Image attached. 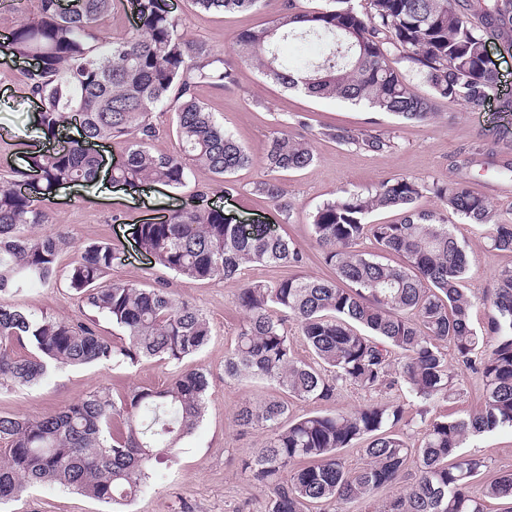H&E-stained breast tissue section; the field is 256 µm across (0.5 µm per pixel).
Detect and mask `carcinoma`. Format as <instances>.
Instances as JSON below:
<instances>
[{"instance_id": "cac0c4a2", "label": "carcinoma", "mask_w": 512, "mask_h": 512, "mask_svg": "<svg viewBox=\"0 0 512 512\" xmlns=\"http://www.w3.org/2000/svg\"><path fill=\"white\" fill-rule=\"evenodd\" d=\"M204 12H244L267 0H193ZM278 0L274 18L244 29L235 54L264 78L315 98L364 103L405 121L428 123L439 103L479 110L496 90L485 60L490 35L512 46V0ZM115 0H37L0 44V53L32 63L25 83L40 106L35 131L45 136L75 127L80 138L54 151L23 152L21 164L0 178V388L38 384L62 366L136 364L159 358L180 364L209 341L207 316L173 296L165 284L142 288L108 279L115 259L108 243L86 249L67 271L68 288L96 316L122 332L121 341L95 326L40 316L13 303L27 286L56 282L66 237L50 227L45 202L60 187L91 183L102 159L89 145L121 139L124 152L111 179L129 188L156 184L177 191L197 171L220 179V193H241L235 172L252 154L220 125L195 90L226 87L233 67L214 47L188 37L171 0H131L138 26L100 36L97 22ZM477 21H472V18ZM320 46L300 67L288 63L290 41ZM427 87L418 93L406 72ZM179 152L153 149L152 112L170 102ZM320 135L371 152L393 147L383 133L325 128ZM266 178L251 194L267 200L282 220L292 203L279 174L314 161L311 140L286 132L265 144ZM426 193L441 203L421 209ZM394 209L399 219L369 224L374 211ZM486 228L488 248L512 253V220L462 180L446 185L393 175L366 192L343 190L311 214L313 240L335 277L302 275L303 253L262 226L224 219V208L198 200L172 209L157 223L137 225L140 249L154 263L184 278L234 280L247 265L295 268L275 282H247L236 304L244 313L224 374L258 378L281 393L242 404L236 422L263 430L266 441L244 463L267 498L268 512H307L313 503H363L384 488L396 493L377 512H485L488 499L512 500V474L476 490L484 461L460 448L471 435L512 429V267L496 274L486 332L473 327L474 302L463 288L466 245L448 214ZM371 241L379 253L364 250ZM394 254L398 262L380 259ZM284 314L282 318L273 312ZM293 319L315 357L295 359L285 327ZM492 339V349L479 350ZM483 384L484 405L463 418L428 416L427 405L454 394L455 375L442 344ZM27 350L24 356L16 352ZM351 386L365 393L405 389L422 404L423 433L414 445L396 427L405 407L370 403L352 413L313 412L290 417L292 400L327 402ZM207 375L186 369L161 387H137L115 400L95 391L63 411L42 417L0 415V505L29 489L57 486L105 503L124 505L150 487L158 466L171 464L182 441L203 417ZM124 429L112 433L114 417ZM364 445V467L346 469L340 450ZM418 477L407 487L409 462Z\"/></svg>"}]
</instances>
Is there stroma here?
Returning <instances> with one entry per match:
<instances>
[{
    "mask_svg": "<svg viewBox=\"0 0 512 512\" xmlns=\"http://www.w3.org/2000/svg\"><path fill=\"white\" fill-rule=\"evenodd\" d=\"M176 14L184 21L189 36L223 50L233 59V46L240 30L264 24L274 14L275 0H267L260 9L235 13H206L197 10L191 0H172ZM490 57L498 72V96L485 110L473 112L454 103H443L440 114L429 123L408 122L385 112L340 99H317L295 91H286L267 82L252 65L237 63L235 83L226 88L199 85L197 97L215 112L237 141L254 157L252 165L237 171L234 178L241 194L224 198V213L236 224H260L268 232L291 240L306 256L303 271L313 277H329L312 239L310 215L340 190L364 191L379 181L398 174L440 184L463 180L478 195L489 200L500 216L512 219V152L495 145L499 136L512 138V113L499 110V100L512 97V52L499 39H491ZM24 63L0 60V173L10 170L16 156L30 148L28 128L35 104L28 99ZM306 117L299 126L297 117ZM326 127L352 130H377L392 136L394 146L384 152H368L344 146L320 137ZM312 132L315 159L308 167L285 177L288 198L293 204L290 221H283L265 200L250 195L254 182L263 179L266 170L260 159L263 146L277 131L292 135ZM483 151H476V144ZM101 184L75 186L60 190L47 208L54 224L66 226L70 241L60 255V269H68L89 244L106 241L117 253L110 278L144 286L165 283L177 298L196 305L209 318L212 336L209 343L185 365L143 360L135 365L99 364L83 368L52 371L38 386L0 391V415L44 416L63 410L90 393L108 389L121 397L138 387H159L168 383L182 367L200 368L209 379L202 422L186 438L176 463L160 468L151 487L124 506L123 512H266L267 497L256 488L243 463L261 448L265 436L244 431L236 423V413L245 401H259L274 395L273 386L251 380H231L224 375V358L229 352L244 319L235 299L247 281L273 282L288 276L282 267L250 266L236 280L193 281L174 276L137 252L134 226L149 218L161 217L167 203V190L155 187L144 191L115 195L105 189L109 170H102ZM120 222H113V215ZM456 237L469 249L470 271L464 286L475 300L473 326L487 327L490 308L485 298L495 286V275L503 267H512V253L492 251L484 244L483 228L449 216ZM16 304L37 314L85 322L95 320L98 331L118 339L119 329L105 318H91L65 280L44 288L36 286L15 296ZM456 392L436 402V417H462L479 410L483 404L482 382L476 374L456 367ZM401 402L405 419L399 424L410 442H418L422 425L418 404L409 400L403 389L364 393L342 389L331 411L351 412L366 404ZM463 452L484 460L477 484L512 473V430L498 429L470 438ZM7 512H109L108 504L58 488L27 491L20 500L7 504Z\"/></svg>",
    "mask_w": 512,
    "mask_h": 512,
    "instance_id": "obj_1",
    "label": "stroma"
}]
</instances>
